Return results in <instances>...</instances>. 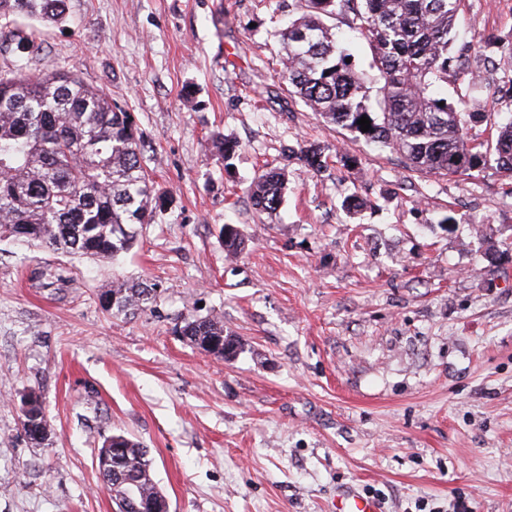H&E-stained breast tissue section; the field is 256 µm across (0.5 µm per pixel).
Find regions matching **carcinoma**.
Returning a JSON list of instances; mask_svg holds the SVG:
<instances>
[{"label": "carcinoma", "mask_w": 512, "mask_h": 512, "mask_svg": "<svg viewBox=\"0 0 512 512\" xmlns=\"http://www.w3.org/2000/svg\"><path fill=\"white\" fill-rule=\"evenodd\" d=\"M301 3L303 13L274 31L289 94L355 138L399 154L412 170L469 175L485 166L491 150L497 167L512 176V120L500 123L480 104L448 100L460 0ZM20 15L59 23L66 0H0V51L13 56V67L0 72V240L37 242L112 264L133 246L136 226L153 223L169 199L143 164V136L130 113L74 71H30L39 45L18 28ZM337 17L365 44L364 57L327 24ZM364 116L371 125L366 132L358 124ZM478 118L490 125L491 149L466 136ZM212 144L229 169L237 143L217 136ZM298 154L315 171L328 167L318 147L303 145ZM285 189L284 169H266L249 187L252 205L273 215ZM220 237L227 257L243 250L237 226L223 225ZM154 292L114 274L100 297L112 314L126 316L144 309ZM180 332L204 351L215 346L217 359L226 350L238 354L217 316L187 318ZM32 401L29 414L43 431L28 436L41 444L51 427L39 397ZM111 438L118 449L99 448L108 464L97 469L114 512L168 508L148 450L123 433Z\"/></svg>", "instance_id": "cac0c4a2"}]
</instances>
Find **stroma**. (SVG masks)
Listing matches in <instances>:
<instances>
[{"label":"stroma","instance_id":"obj_1","mask_svg":"<svg viewBox=\"0 0 512 512\" xmlns=\"http://www.w3.org/2000/svg\"><path fill=\"white\" fill-rule=\"evenodd\" d=\"M275 3L67 0L35 26L32 71L77 70L130 112L171 202L113 269L0 241V512H112L96 455L116 432L148 449L169 512H334L345 484L385 512H512V177L425 176L326 124L278 78ZM511 35L512 0H461L449 98L512 118ZM267 164L288 170L273 219L248 195ZM116 272L157 286L137 315L101 305ZM208 315L234 359L175 333ZM220 237L224 244V252L227 257H237L244 248V238L237 226L225 224L220 229Z\"/></svg>","mask_w":512,"mask_h":512}]
</instances>
